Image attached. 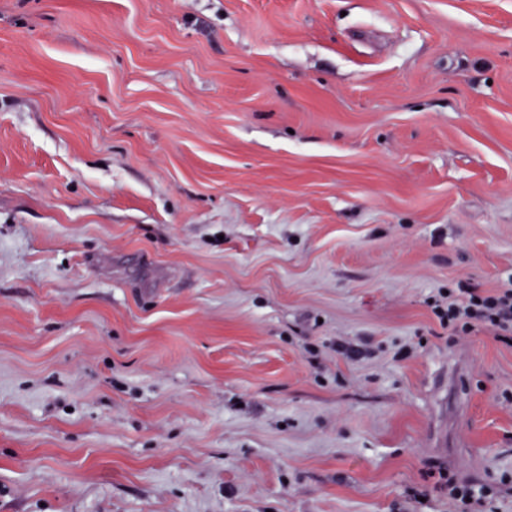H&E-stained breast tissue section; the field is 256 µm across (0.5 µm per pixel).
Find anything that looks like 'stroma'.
I'll list each match as a JSON object with an SVG mask.
<instances>
[{
  "instance_id": "obj_1",
  "label": "stroma",
  "mask_w": 512,
  "mask_h": 512,
  "mask_svg": "<svg viewBox=\"0 0 512 512\" xmlns=\"http://www.w3.org/2000/svg\"><path fill=\"white\" fill-rule=\"evenodd\" d=\"M511 273L512 0H0V512H454ZM428 304L448 336L488 331L505 343L512 341V276L493 292L460 281L431 296Z\"/></svg>"
}]
</instances>
